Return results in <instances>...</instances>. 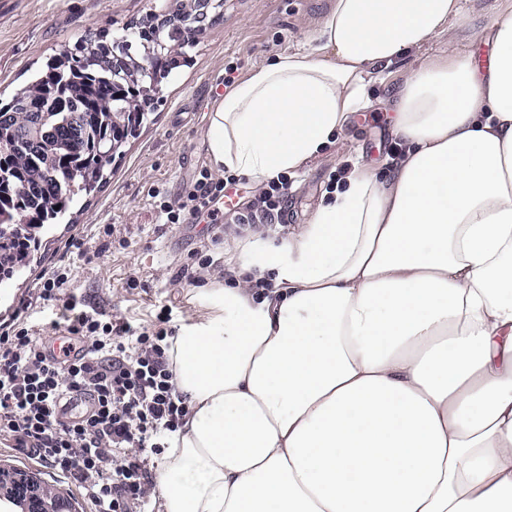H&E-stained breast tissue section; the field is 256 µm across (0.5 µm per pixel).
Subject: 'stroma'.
<instances>
[{"mask_svg":"<svg viewBox=\"0 0 512 512\" xmlns=\"http://www.w3.org/2000/svg\"><path fill=\"white\" fill-rule=\"evenodd\" d=\"M173 0H0V98L9 99L25 85L46 58L85 36L123 27L146 14H168ZM333 0H206V17L186 52L190 65L165 82L155 108L112 160V174L100 191L81 198L79 210L38 235L43 243L37 260L18 278L0 283V325L22 311L26 325L50 338L61 317L57 303L37 300L41 278L53 267L66 269L70 290L88 309L146 325L156 312L172 310L170 325L179 328L193 310L198 280L223 278L237 271L231 253L251 242L253 231L224 236L208 219L167 224L159 216L160 199H177L208 168L204 134L214 103L213 84L224 79V67L235 64L236 79L282 52H315V39ZM465 21L457 23L465 46H478L485 32L504 12L507 0H465ZM440 47L432 40L403 56L385 83L370 93L380 105L355 113L321 157L292 173V189L283 225L265 232L266 240L287 236L307 223L344 164H365L386 172L394 162V142L385 104L407 70L419 67ZM77 238L99 247L91 260L80 259L70 243ZM218 259V266L200 268L194 252ZM136 285H129V278ZM28 310H20L21 301Z\"/></svg>","mask_w":512,"mask_h":512,"instance_id":"stroma-1","label":"stroma"}]
</instances>
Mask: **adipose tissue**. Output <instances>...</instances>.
Masks as SVG:
<instances>
[{"instance_id":"ef3b65f1","label":"adipose tissue","mask_w":512,"mask_h":512,"mask_svg":"<svg viewBox=\"0 0 512 512\" xmlns=\"http://www.w3.org/2000/svg\"><path fill=\"white\" fill-rule=\"evenodd\" d=\"M464 0H335L316 53L213 105L215 172L264 183L372 109L407 52L387 177L360 165L243 278L199 289L166 355L188 412L161 512H512V11L480 66ZM273 279L260 293L258 281Z\"/></svg>"}]
</instances>
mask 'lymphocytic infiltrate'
Instances as JSON below:
<instances>
[{"instance_id": "lymphocytic-infiltrate-1", "label": "lymphocytic infiltrate", "mask_w": 512, "mask_h": 512, "mask_svg": "<svg viewBox=\"0 0 512 512\" xmlns=\"http://www.w3.org/2000/svg\"><path fill=\"white\" fill-rule=\"evenodd\" d=\"M235 176L201 171L178 203L161 202L165 223L214 215ZM292 181L269 180L234 217L239 227H271L281 219ZM66 273H44L38 297L61 306L63 325L81 353L74 359L49 354L35 330L0 328V436L78 485L92 512H147L151 474L138 455L160 448L176 431L187 405L178 393L166 350L174 331L171 310L162 307L152 324L133 329L86 310L68 290ZM93 404L76 422L64 417L74 396Z\"/></svg>"}]
</instances>
